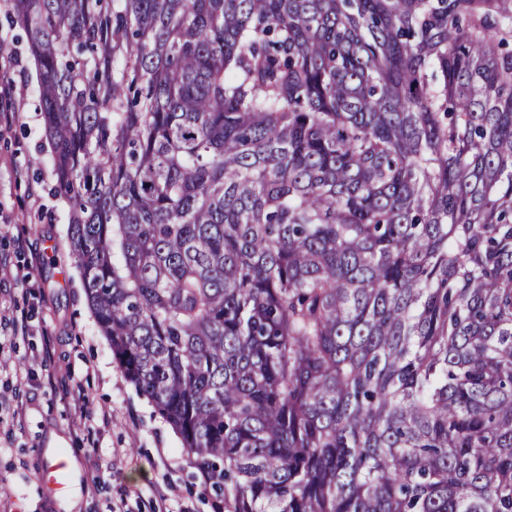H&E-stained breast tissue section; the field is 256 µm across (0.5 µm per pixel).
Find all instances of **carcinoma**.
I'll use <instances>...</instances> for the list:
<instances>
[{
	"instance_id": "cac0c4a2",
	"label": "carcinoma",
	"mask_w": 512,
	"mask_h": 512,
	"mask_svg": "<svg viewBox=\"0 0 512 512\" xmlns=\"http://www.w3.org/2000/svg\"><path fill=\"white\" fill-rule=\"evenodd\" d=\"M96 322L227 512H512V0H11Z\"/></svg>"
}]
</instances>
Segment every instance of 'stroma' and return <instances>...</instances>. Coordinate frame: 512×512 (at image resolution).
Returning a JSON list of instances; mask_svg holds the SVG:
<instances>
[{
  "instance_id": "1",
  "label": "stroma",
  "mask_w": 512,
  "mask_h": 512,
  "mask_svg": "<svg viewBox=\"0 0 512 512\" xmlns=\"http://www.w3.org/2000/svg\"><path fill=\"white\" fill-rule=\"evenodd\" d=\"M35 95L0 136V313L29 314L28 330L0 331V512H66L39 474L47 456L75 459L65 494L73 512H225L201 485L179 437L112 356L85 297L66 238L67 207L53 196L50 152ZM28 227L16 244L11 227ZM95 447L81 444L86 430Z\"/></svg>"
}]
</instances>
